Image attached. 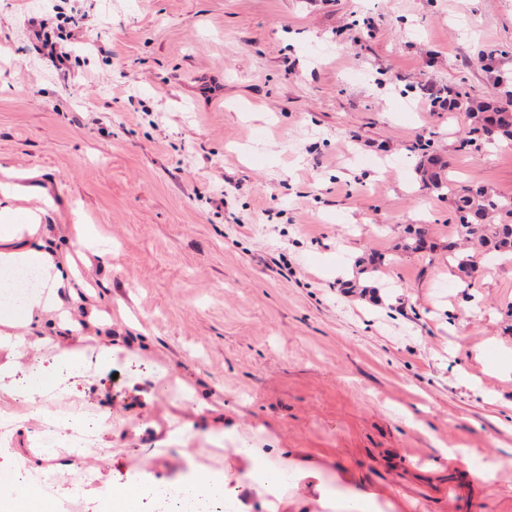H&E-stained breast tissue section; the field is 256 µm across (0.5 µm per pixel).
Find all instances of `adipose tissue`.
Listing matches in <instances>:
<instances>
[{
  "label": "adipose tissue",
  "mask_w": 512,
  "mask_h": 512,
  "mask_svg": "<svg viewBox=\"0 0 512 512\" xmlns=\"http://www.w3.org/2000/svg\"><path fill=\"white\" fill-rule=\"evenodd\" d=\"M34 269L40 284L17 303L0 302V394L12 407L0 410V454L13 458L27 473L43 469V458L33 453L35 434L24 424L47 403L77 393L87 376L105 369L112 360V334L94 315L85 314V301L74 286L72 256L60 255L55 239L33 211L11 217L0 207V288L8 287L13 272ZM56 320L58 335H31L32 324ZM50 349L56 373L21 379L20 357ZM329 463L283 448H259L247 443L224 451V469L218 484L224 490L227 512H365L381 495L364 489L355 476L343 474L336 482L343 497L327 488Z\"/></svg>",
  "instance_id": "adipose-tissue-1"
}]
</instances>
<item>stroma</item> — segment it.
<instances>
[{
    "instance_id": "stroma-1",
    "label": "stroma",
    "mask_w": 512,
    "mask_h": 512,
    "mask_svg": "<svg viewBox=\"0 0 512 512\" xmlns=\"http://www.w3.org/2000/svg\"><path fill=\"white\" fill-rule=\"evenodd\" d=\"M60 11L82 21L66 79L29 32ZM425 82L498 106L512 0H0L9 205L46 206L70 252L69 224L94 225L87 301L126 306L110 368L51 406L122 428L74 456L75 512H112L138 478L206 480L238 446L171 367L251 442L386 490L374 512H512V259L469 247L463 286L453 199L424 176L434 155L457 187L511 197L512 142L465 144L463 111H422ZM185 422L186 457L165 442Z\"/></svg>"
}]
</instances>
